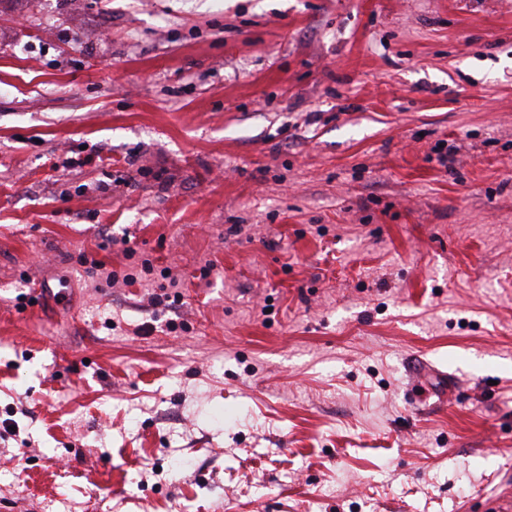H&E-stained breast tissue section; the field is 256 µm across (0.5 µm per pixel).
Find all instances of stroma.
<instances>
[{
	"instance_id": "35a3bbf8",
	"label": "stroma",
	"mask_w": 512,
	"mask_h": 512,
	"mask_svg": "<svg viewBox=\"0 0 512 512\" xmlns=\"http://www.w3.org/2000/svg\"><path fill=\"white\" fill-rule=\"evenodd\" d=\"M509 496L512 0H0V512Z\"/></svg>"
}]
</instances>
